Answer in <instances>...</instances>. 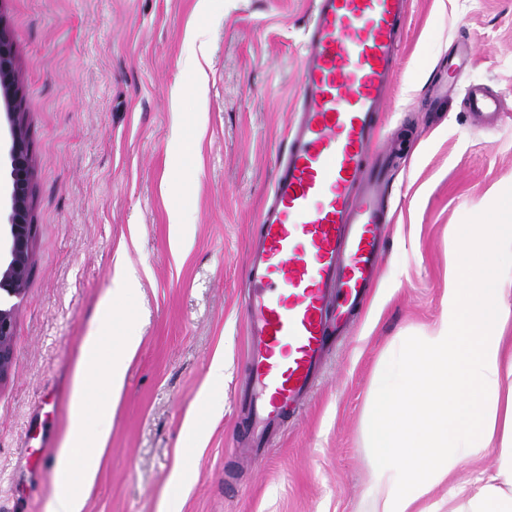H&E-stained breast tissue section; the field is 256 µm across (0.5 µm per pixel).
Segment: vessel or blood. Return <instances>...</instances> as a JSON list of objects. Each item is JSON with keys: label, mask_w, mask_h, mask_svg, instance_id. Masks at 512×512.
Segmentation results:
<instances>
[{"label": "vessel or blood", "mask_w": 512, "mask_h": 512, "mask_svg": "<svg viewBox=\"0 0 512 512\" xmlns=\"http://www.w3.org/2000/svg\"><path fill=\"white\" fill-rule=\"evenodd\" d=\"M407 0H311L287 149L249 257L244 319L246 388L257 434L298 412L319 378L332 335L343 334L375 288L391 222L387 159L374 153L399 66ZM460 45L448 73L464 81ZM469 112L497 99L466 89Z\"/></svg>", "instance_id": "b4317fda"}]
</instances>
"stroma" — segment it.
<instances>
[{
	"label": "stroma",
	"instance_id": "obj_1",
	"mask_svg": "<svg viewBox=\"0 0 512 512\" xmlns=\"http://www.w3.org/2000/svg\"><path fill=\"white\" fill-rule=\"evenodd\" d=\"M0 0L12 33L34 176L33 257L0 380V505L49 512L85 336L118 263L140 286L113 335L141 338L82 512H366L368 400L388 355L406 356L447 312L459 224L512 222V0H409L401 61L374 143L393 155L392 224L363 314L264 456L249 454L247 338L239 303L298 88L309 0ZM501 100L477 123L448 56ZM205 53V94L184 80ZM194 143L189 157L173 139ZM194 222L173 243L170 215ZM224 357V380L209 376ZM221 402L203 409V396ZM195 419L200 447L185 437ZM471 51L467 44L461 43L457 52L448 56V75L454 81H464L470 65Z\"/></svg>",
	"mask_w": 512,
	"mask_h": 512
}]
</instances>
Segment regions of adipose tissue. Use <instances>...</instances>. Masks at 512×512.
I'll return each instance as SVG.
<instances>
[{"mask_svg": "<svg viewBox=\"0 0 512 512\" xmlns=\"http://www.w3.org/2000/svg\"><path fill=\"white\" fill-rule=\"evenodd\" d=\"M512 226L487 224L481 240L472 227L457 232L448 277V315L407 355L403 369L387 366L372 394L368 442L374 455L369 512H512V358L500 332L512 321L507 289L494 278L498 247ZM140 343L134 330L120 338L95 328L85 337L72 395L62 492L52 512H81L82 492L97 474L125 362ZM106 382L108 396L94 390ZM499 449L495 473L478 462ZM447 485L446 504H425L432 487Z\"/></svg>", "mask_w": 512, "mask_h": 512, "instance_id": "1", "label": "adipose tissue"}]
</instances>
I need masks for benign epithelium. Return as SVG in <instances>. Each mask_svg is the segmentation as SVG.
<instances>
[{
    "mask_svg": "<svg viewBox=\"0 0 512 512\" xmlns=\"http://www.w3.org/2000/svg\"><path fill=\"white\" fill-rule=\"evenodd\" d=\"M18 79L13 42L9 31L0 25V108L9 131L6 167L9 173L7 223L0 225V290L21 294L27 285L32 262V224L29 220V196L32 160L25 133L26 115L16 111ZM14 311L0 308V379L11 369L14 335Z\"/></svg>",
    "mask_w": 512,
    "mask_h": 512,
    "instance_id": "7a95c632",
    "label": "benign epithelium"
}]
</instances>
